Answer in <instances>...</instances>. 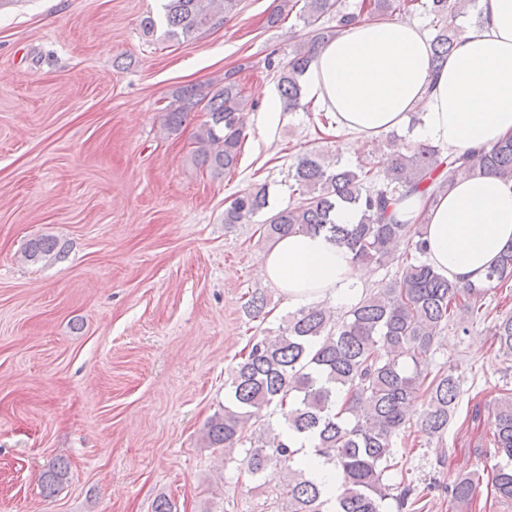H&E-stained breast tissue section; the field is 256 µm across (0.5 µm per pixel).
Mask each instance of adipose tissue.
Masks as SVG:
<instances>
[{"label":"adipose tissue","mask_w":512,"mask_h":512,"mask_svg":"<svg viewBox=\"0 0 512 512\" xmlns=\"http://www.w3.org/2000/svg\"><path fill=\"white\" fill-rule=\"evenodd\" d=\"M481 22L456 45L440 70L431 66L429 38L415 21H360L320 44L303 87L357 140L421 118L416 142L464 153L512 135V0H479ZM396 221L424 216L429 262L450 280L481 284L512 247V183L477 173L457 179L433 203L416 194L394 207ZM263 273L303 307L356 302L369 267L322 235L296 233L265 254Z\"/></svg>","instance_id":"obj_1"}]
</instances>
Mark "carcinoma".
Returning <instances> with one entry per match:
<instances>
[{
	"label": "carcinoma",
	"mask_w": 512,
	"mask_h": 512,
	"mask_svg": "<svg viewBox=\"0 0 512 512\" xmlns=\"http://www.w3.org/2000/svg\"><path fill=\"white\" fill-rule=\"evenodd\" d=\"M475 0H428L422 7L435 19L431 39L432 66L441 69L463 33L448 19L466 14ZM239 0H164L170 37L188 39L223 23ZM417 8L416 0H363L356 11L343 0H304L300 17L307 36L288 63L274 71L282 109L302 107L301 77L316 48L340 35L358 20L395 21ZM238 70L224 73L220 83L183 86L164 108L165 126L178 129L188 114L203 107L208 120L196 135L195 162L220 175L236 168L245 134V97L236 80ZM388 152L378 166L349 167L316 152L300 154L293 166L295 200L269 211L267 184L251 186L224 209V223L241 224L266 211L261 226L268 241L293 232L325 234L346 248L357 262L395 264L400 277L362 296L341 315L323 304L304 306L288 315L274 336L255 337L233 367L224 411L211 417L204 437L225 455L244 448L239 464L252 477L277 480L283 512H396L421 509L423 496L414 485L392 493L387 473L398 465L396 442L416 424L430 436L442 437L457 408L459 377L443 367L432 373L422 365L439 335L454 324L469 333L482 309V299L512 281V248L504 251L482 285H461L439 273L426 256L420 222L401 224L391 217L397 194L419 193L431 201L448 190L456 176L477 168L512 180V138L489 148L455 157L429 144L408 146L392 133ZM353 208L356 224L335 222L336 210ZM56 242L40 238L25 251L28 260H48ZM266 301L255 294L244 303L250 319L264 315ZM497 352L512 356V315L492 327ZM425 393L418 419L406 402ZM280 410L288 432L272 426L251 431ZM495 453L502 462L492 468L491 487L512 501V396L490 412ZM291 434H308L315 454L333 464L338 487L317 482L305 462L296 458ZM68 470L60 459L43 476V490L52 494ZM477 473L457 475L449 486L455 512H472L479 487Z\"/></svg>",
	"instance_id": "cac0c4a2"
}]
</instances>
